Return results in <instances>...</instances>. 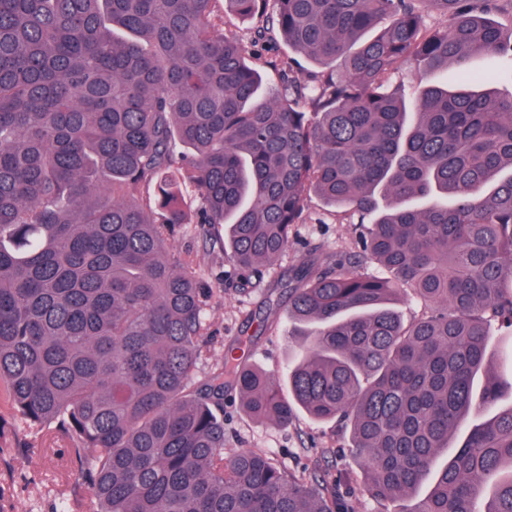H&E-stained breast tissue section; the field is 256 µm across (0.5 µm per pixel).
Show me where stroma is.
<instances>
[{"label": "stroma", "mask_w": 512, "mask_h": 512, "mask_svg": "<svg viewBox=\"0 0 512 512\" xmlns=\"http://www.w3.org/2000/svg\"><path fill=\"white\" fill-rule=\"evenodd\" d=\"M362 229L343 223L339 213L318 197H308L303 223L294 225L293 245L273 266L270 288L247 294L226 285L234 276L221 252L210 248L205 230L198 224L183 225L173 238L175 251L191 254L216 294L210 308V330L199 376L212 373L225 353L263 371L283 374L298 346L290 337L294 323L288 317V299L278 286L301 260L335 263L354 251ZM6 433L0 438V486L9 497L6 512H51L55 501L67 494L70 442L28 437L29 454H14L12 430L16 422L7 407L0 406ZM224 450L234 454L255 450L277 466L304 478H320L334 484L353 512H383L380 503L362 488L359 456L350 446L349 431L336 422L316 423L304 412L277 426L251 417L240 407L233 387L224 389Z\"/></svg>", "instance_id": "stroma-1"}]
</instances>
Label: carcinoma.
Returning <instances> with one entry per match:
<instances>
[{
  "instance_id": "obj_1",
  "label": "carcinoma",
  "mask_w": 512,
  "mask_h": 512,
  "mask_svg": "<svg viewBox=\"0 0 512 512\" xmlns=\"http://www.w3.org/2000/svg\"><path fill=\"white\" fill-rule=\"evenodd\" d=\"M501 2L0 0V397L71 441L89 493L62 512H350L328 483L224 454L227 384L275 425L298 407L349 424L390 512H512V405L449 446L475 404L512 399L487 373L491 326H512V93L387 90L407 58L512 57ZM257 13L249 43L226 30ZM278 37L325 71L275 60L263 99L250 47ZM311 193L367 229L288 279V393L230 354L196 380L213 289L172 253L176 226L203 225L249 293ZM404 289L427 309L409 325Z\"/></svg>"
}]
</instances>
